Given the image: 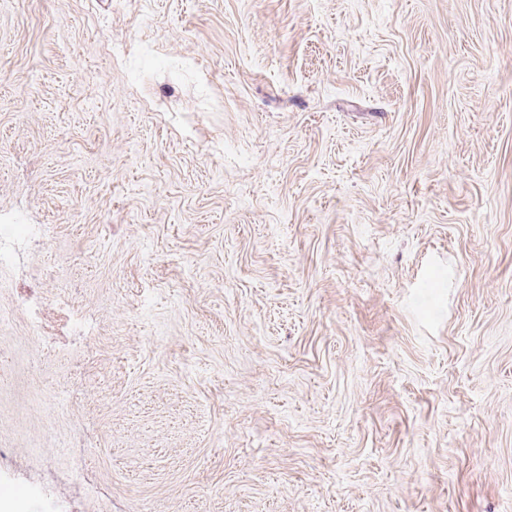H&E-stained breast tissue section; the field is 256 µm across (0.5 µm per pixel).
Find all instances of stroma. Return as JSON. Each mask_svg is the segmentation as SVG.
<instances>
[{"label":"stroma","mask_w":512,"mask_h":512,"mask_svg":"<svg viewBox=\"0 0 512 512\" xmlns=\"http://www.w3.org/2000/svg\"><path fill=\"white\" fill-rule=\"evenodd\" d=\"M0 224L43 512H512V0H0ZM43 236L40 224H0V269L12 265L19 252L40 242Z\"/></svg>","instance_id":"35a3bbf8"}]
</instances>
